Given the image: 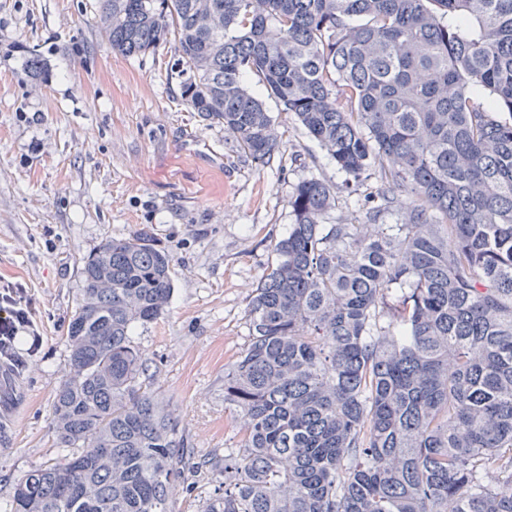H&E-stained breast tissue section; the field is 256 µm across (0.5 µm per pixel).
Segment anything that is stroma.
Wrapping results in <instances>:
<instances>
[{
  "instance_id": "1",
  "label": "stroma",
  "mask_w": 512,
  "mask_h": 512,
  "mask_svg": "<svg viewBox=\"0 0 512 512\" xmlns=\"http://www.w3.org/2000/svg\"><path fill=\"white\" fill-rule=\"evenodd\" d=\"M97 15L98 0H0V42L15 47L0 57V363H23L0 399L1 503L58 456L50 413L64 333L82 259L103 239L146 225L174 259L168 312L133 341L205 454L240 444L224 367L247 342L249 295L288 233L295 184L335 187L330 223L357 216L344 173L274 99L263 103L284 144L258 169L177 100L173 48L115 53ZM33 50L47 67L37 81Z\"/></svg>"
}]
</instances>
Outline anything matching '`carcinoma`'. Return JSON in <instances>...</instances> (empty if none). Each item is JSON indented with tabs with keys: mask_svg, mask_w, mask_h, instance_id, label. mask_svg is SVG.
<instances>
[{
	"mask_svg": "<svg viewBox=\"0 0 512 512\" xmlns=\"http://www.w3.org/2000/svg\"><path fill=\"white\" fill-rule=\"evenodd\" d=\"M126 57L171 45L181 102L258 169L281 136L251 75L346 175L298 182L288 236L224 368L236 450L195 458L133 344L175 290L151 229L83 260L51 405L59 455L3 512H512V0H100ZM346 107L336 105V97ZM399 224H381L397 191ZM214 479L207 480L193 473L185 472L184 483L175 492L174 507L176 512H199L203 501L208 498L218 486Z\"/></svg>",
	"mask_w": 512,
	"mask_h": 512,
	"instance_id": "cac0c4a2",
	"label": "carcinoma"
}]
</instances>
